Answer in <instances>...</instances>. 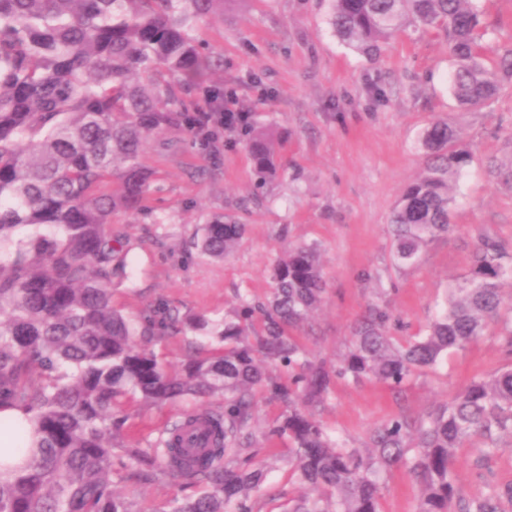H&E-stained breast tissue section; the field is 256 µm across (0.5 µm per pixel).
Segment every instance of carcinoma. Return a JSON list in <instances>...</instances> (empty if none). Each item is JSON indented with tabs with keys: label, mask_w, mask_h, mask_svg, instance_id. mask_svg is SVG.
I'll return each mask as SVG.
<instances>
[{
	"label": "carcinoma",
	"mask_w": 512,
	"mask_h": 512,
	"mask_svg": "<svg viewBox=\"0 0 512 512\" xmlns=\"http://www.w3.org/2000/svg\"><path fill=\"white\" fill-rule=\"evenodd\" d=\"M224 13V0H0V403L30 415L36 447L0 474V512H130L112 489L124 399L161 406L186 397L224 400V411L200 413L209 446L191 452L182 432L188 414L132 455L145 477L169 475L207 485L171 512H252L250 498L266 477L249 466L255 395L264 389L287 406L269 434L291 442L292 477L309 489L292 512H382L379 480L400 469L420 488L417 512H508L512 483H486L464 497L454 464L462 448L493 456L512 436V362L466 383L423 417L400 414L374 428L363 448L331 437L314 410L340 381L376 380L400 390L448 354L484 335L491 322L512 359V316L504 282L512 255L491 239L474 254L468 278L446 295L425 332L404 340L378 304L352 327L336 362L307 357L297 331L322 301L318 249L296 244L273 268L264 301L236 294L223 319L178 321L171 308H147L131 319L112 306V284L128 280L126 235L117 212L142 213L152 173L141 163L149 139L195 134L212 152L239 137L255 189L275 181L288 128L241 113L233 131L219 114L205 120L186 96L197 73L223 66L202 53L194 24ZM330 24L347 45L373 60L409 24L441 36L453 62L458 104L476 110L512 78V55L492 59L482 43V14L471 0H332ZM424 173L401 194L391 216L393 260L416 263L434 238L455 229L453 187L471 162L445 119L422 132ZM244 225L215 217L202 225L201 250L223 259L239 247ZM180 331L220 344L197 351L177 369L147 348ZM288 371V381L267 367Z\"/></svg>",
	"instance_id": "1"
}]
</instances>
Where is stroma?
Wrapping results in <instances>:
<instances>
[{"label": "stroma", "mask_w": 512, "mask_h": 512, "mask_svg": "<svg viewBox=\"0 0 512 512\" xmlns=\"http://www.w3.org/2000/svg\"><path fill=\"white\" fill-rule=\"evenodd\" d=\"M474 5L487 25L484 43L495 54L511 52L512 0ZM329 14V0H226L223 15L195 24L200 51L221 56L224 68L197 77L192 98L216 85L258 122L287 123L284 173L257 200L241 145H227L213 159L187 141L176 152L149 143L142 156L154 173L149 204L172 222L161 229L137 214L112 217L133 245L132 281L112 288L115 305L127 315L163 303L183 315L224 317L237 293L259 300L270 295L271 268L288 245L313 244L326 286L300 334L310 355L332 360L369 302L390 310L398 335L414 336L436 316L448 288L467 275L480 239L492 238L512 255V186L496 174L512 157V80L480 109H463L452 95V60L440 38L410 26L371 61L335 36ZM436 118L447 119L472 154L455 194L456 229L431 241L419 262L399 268L390 216L402 190L423 172L419 139ZM225 214L245 226L232 255L215 260L189 247L200 225ZM505 363L491 328L402 392L374 381L338 385L317 417L347 446L361 448L373 428L401 413L422 415ZM199 406L195 399L162 407L137 399L124 404L123 446L110 479L130 512H167L173 500L199 493L186 478H145L127 454ZM283 410L265 398L257 405L262 434L253 462L265 466L266 479L253 512H283L301 493L289 473L288 439L267 433ZM456 472L468 498L483 491L485 475L512 482V438L502 437L482 468L470 449H461ZM418 497L415 481L397 470L383 486L382 508L416 512Z\"/></svg>", "instance_id": "1"}]
</instances>
